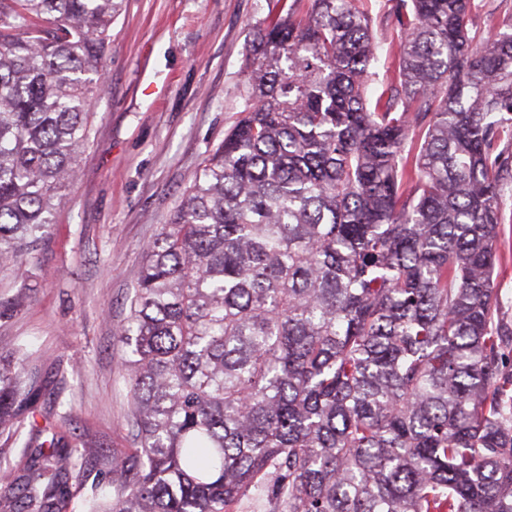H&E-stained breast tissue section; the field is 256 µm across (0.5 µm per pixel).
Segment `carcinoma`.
<instances>
[{"label": "carcinoma", "mask_w": 512, "mask_h": 512, "mask_svg": "<svg viewBox=\"0 0 512 512\" xmlns=\"http://www.w3.org/2000/svg\"><path fill=\"white\" fill-rule=\"evenodd\" d=\"M124 0H0V272L76 175ZM259 23L242 117L145 248L115 341L135 447L89 512H512V377L493 275L512 183V24L475 0ZM32 383L0 356V433ZM4 512H68L85 455L29 438ZM386 0H370L369 3L372 7V14L377 16V22L383 23L384 27L387 28L384 38L386 39L382 45V49L379 51L378 59L373 64L374 69L379 73L380 79L392 75L394 69V63L397 54V39L396 34L390 28V25L386 26L384 22V4ZM391 42V43H390ZM472 35L485 37L512 22V0H476Z\"/></svg>", "instance_id": "cac0c4a2"}]
</instances>
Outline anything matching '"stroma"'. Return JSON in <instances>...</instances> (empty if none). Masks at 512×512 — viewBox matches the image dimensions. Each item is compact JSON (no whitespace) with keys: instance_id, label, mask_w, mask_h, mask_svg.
Wrapping results in <instances>:
<instances>
[{"instance_id":"35a3bbf8","label":"stroma","mask_w":512,"mask_h":512,"mask_svg":"<svg viewBox=\"0 0 512 512\" xmlns=\"http://www.w3.org/2000/svg\"><path fill=\"white\" fill-rule=\"evenodd\" d=\"M268 0H125L112 25L89 140L47 240L22 278H0V353L25 352L42 440L84 445L71 512L107 492L113 453L133 447L115 341L144 247L240 118L244 66ZM495 269L512 322V223Z\"/></svg>"}]
</instances>
